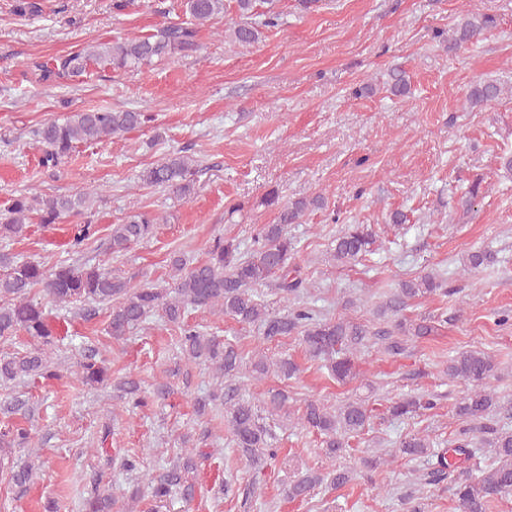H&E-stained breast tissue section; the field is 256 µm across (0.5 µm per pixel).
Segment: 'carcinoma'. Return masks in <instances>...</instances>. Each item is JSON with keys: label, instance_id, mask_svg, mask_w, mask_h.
<instances>
[{"label": "carcinoma", "instance_id": "carcinoma-1", "mask_svg": "<svg viewBox=\"0 0 512 512\" xmlns=\"http://www.w3.org/2000/svg\"><path fill=\"white\" fill-rule=\"evenodd\" d=\"M240 22L234 27L235 41L250 45L259 37V27L275 28L282 24L283 16L276 9L275 0H264L266 10L259 13L261 20H252L256 0H235ZM42 0H13V13L21 17L42 15ZM226 12L225 0H184L186 19L171 23L155 33L130 40L98 42L87 48L59 55L49 62L34 61L33 71L41 81H64L83 75L92 64L110 65L119 70L150 67L173 57H189L199 48V26ZM496 26V19L480 14L457 23L448 45L459 48L478 40L484 32ZM389 89L395 96L408 93L406 72L395 69L390 74ZM503 95L502 86L496 81L476 84L468 94L473 106L496 101ZM148 121L142 112L114 111L99 107L72 112L63 119L47 120L32 130L33 137L43 148L41 164L54 168L59 160L69 155L80 144H99L129 133ZM197 160L188 150L169 154L145 168L141 181L150 187L169 189L185 195L190 192L197 173ZM322 205V197L298 199L280 208L278 222L264 224L254 237L252 248L241 251L232 240L218 238L208 251L205 260L189 267L182 255L170 257L173 270L171 288L153 285H134L111 270L88 262H60L47 269L42 264L18 260L0 254V339L8 340L18 334L29 337L30 348L9 356H0V386L25 377L45 380L57 379L63 368L52 361L50 351L58 341V328L48 319L42 303L30 297L38 289L47 299L59 306L74 302L88 304L84 316L96 315L95 304L110 305L106 333L116 342L138 328L146 318L162 313L168 322L179 329V348L183 357L194 364L212 369L218 382L205 397L197 400L198 412L220 401L224 403V417L233 435L234 448L240 458L250 466L262 469L275 459L274 439L271 431L260 423L258 408L247 399L238 397L237 382L243 365L250 364L251 371L264 375L274 370L285 380L300 372L296 361L286 355L274 365H269L258 352L246 358L235 343L218 336L208 335L197 326L185 322L186 309L190 307L218 311L233 320L261 327L263 339L274 340L292 334L301 335V344L311 359L327 362L330 375L338 383L356 378L355 359L370 343L378 341L383 351L392 356L408 352L409 342L432 335L434 326L427 318L417 321L400 320L393 326L373 332L368 326L345 318L319 319L312 309L301 303L309 283L300 268L292 266L289 259L296 249V242L288 233V226L296 224L309 206ZM93 199L87 194L62 195L50 198H32L22 194L0 210V239L13 238L24 232L37 215L39 223L56 224L67 215L86 216L83 229L74 239L73 247L80 248L90 238ZM155 218L147 213L129 216L124 223L112 225L108 251L113 256L127 252L134 244L152 233ZM376 234L366 224H346L333 240L331 253L340 265H354L374 251ZM495 262L488 251H474L467 255L466 266L478 269ZM276 278L275 286L283 298L293 297L295 307L282 312L269 309L256 293L255 287ZM449 293L448 281L433 273L401 282L377 308L381 317L402 311L409 300ZM81 382L90 387L104 385L110 378L111 367L104 359L91 352L72 365ZM498 371L493 357L481 349L457 352L448 360L443 373L448 378L462 380L470 385L455 407L456 416L474 423L463 430L464 438L455 445L434 450L437 442L429 434L408 433L398 443V453L413 460L430 464L424 474L425 483L436 485L458 469L453 462L456 455L469 459L475 456L472 441L466 438L470 431L482 435L479 448L491 449L493 461L481 471L477 479L456 482L452 486L459 512H489L494 502L512 498V431L490 424L489 413L512 411V405L501 404L500 397L491 389L489 381ZM116 390L135 405L144 403L140 383L129 377L116 385ZM288 403V393L273 390L264 401L266 411L276 414ZM430 394L404 398L391 403L388 413L393 418L414 417L435 407ZM373 409L362 399L351 400L332 411L325 405L310 401L300 417L303 427L323 437L327 454L335 455L350 447L349 440L363 434L373 425ZM29 429L17 424L0 428V448H29L32 445ZM197 463L191 453L178 458L169 467L150 480V494L154 501L165 502L178 492L190 500L195 495V485L188 474ZM0 471L8 482L23 486L31 480L33 466L29 463L7 465L0 459ZM353 479L348 470H338L333 476L309 470L284 489L290 500H305L322 487L325 481L340 488ZM116 499L110 493L89 497L85 512H113Z\"/></svg>", "mask_w": 512, "mask_h": 512}]
</instances>
